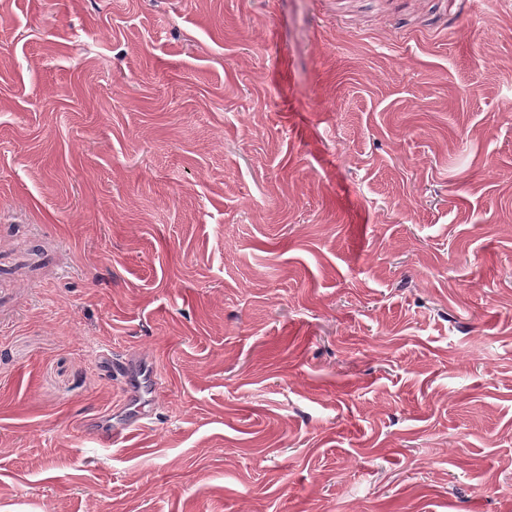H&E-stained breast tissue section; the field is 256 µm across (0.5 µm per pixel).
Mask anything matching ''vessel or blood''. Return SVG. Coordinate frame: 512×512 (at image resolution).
<instances>
[{
    "label": "vessel or blood",
    "instance_id": "obj_1",
    "mask_svg": "<svg viewBox=\"0 0 512 512\" xmlns=\"http://www.w3.org/2000/svg\"><path fill=\"white\" fill-rule=\"evenodd\" d=\"M121 372L126 392L124 401L110 412L86 420L82 429L88 439L106 447L124 438L130 429L151 421L156 411V367L134 371L125 365Z\"/></svg>",
    "mask_w": 512,
    "mask_h": 512
}]
</instances>
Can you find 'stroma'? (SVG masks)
Wrapping results in <instances>:
<instances>
[{"instance_id": "obj_1", "label": "stroma", "mask_w": 512, "mask_h": 512, "mask_svg": "<svg viewBox=\"0 0 512 512\" xmlns=\"http://www.w3.org/2000/svg\"><path fill=\"white\" fill-rule=\"evenodd\" d=\"M0 512H512V0H0ZM121 372L126 392L124 401L110 412L86 420L82 429L88 439L101 446H112L124 438L130 429L141 427L156 414V394L153 387L158 379L157 368L152 365L132 371L124 362Z\"/></svg>"}]
</instances>
